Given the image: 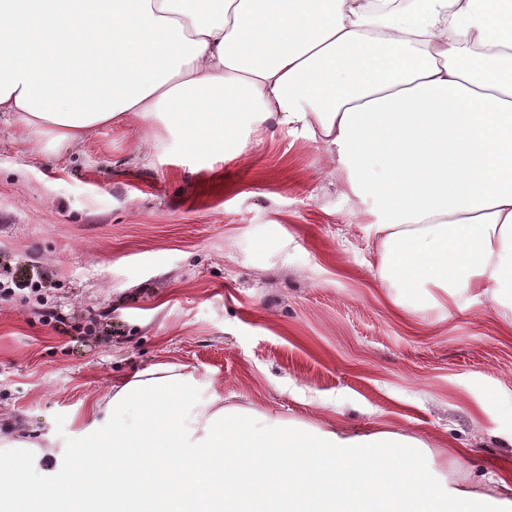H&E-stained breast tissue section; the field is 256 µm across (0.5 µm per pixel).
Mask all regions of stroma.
<instances>
[{
	"mask_svg": "<svg viewBox=\"0 0 512 512\" xmlns=\"http://www.w3.org/2000/svg\"><path fill=\"white\" fill-rule=\"evenodd\" d=\"M377 265L300 132L205 162L135 116L60 150L1 114L0 273L40 286L56 318L0 301V429L22 426L16 454L53 450L69 481L108 425L89 400L169 362L228 406L421 437L457 487L512 502V324L461 288L380 284Z\"/></svg>",
	"mask_w": 512,
	"mask_h": 512,
	"instance_id": "35a3bbf8",
	"label": "stroma"
}]
</instances>
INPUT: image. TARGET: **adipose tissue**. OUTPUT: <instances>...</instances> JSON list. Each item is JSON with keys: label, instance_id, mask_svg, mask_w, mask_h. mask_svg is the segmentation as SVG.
Masks as SVG:
<instances>
[{"label": "adipose tissue", "instance_id": "1", "mask_svg": "<svg viewBox=\"0 0 512 512\" xmlns=\"http://www.w3.org/2000/svg\"><path fill=\"white\" fill-rule=\"evenodd\" d=\"M0 112L55 146L135 115L239 156L246 124L299 131L336 165L379 254L380 282L486 296L512 319V0H0ZM161 362L113 385L110 452L89 439L59 503L35 455L0 445L22 512H452L415 438L346 437L246 416Z\"/></svg>", "mask_w": 512, "mask_h": 512}]
</instances>
